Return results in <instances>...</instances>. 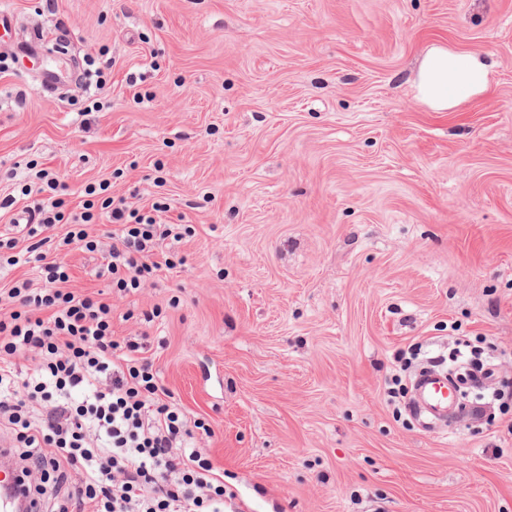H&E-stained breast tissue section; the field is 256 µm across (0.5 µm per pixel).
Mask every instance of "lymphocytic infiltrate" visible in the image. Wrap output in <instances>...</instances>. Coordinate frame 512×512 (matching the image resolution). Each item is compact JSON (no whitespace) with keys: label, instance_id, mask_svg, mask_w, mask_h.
I'll list each match as a JSON object with an SVG mask.
<instances>
[{"label":"lymphocytic infiltrate","instance_id":"lymphocytic-infiltrate-1","mask_svg":"<svg viewBox=\"0 0 512 512\" xmlns=\"http://www.w3.org/2000/svg\"><path fill=\"white\" fill-rule=\"evenodd\" d=\"M107 184L87 187L81 212L63 199L37 201L29 236L68 225L65 246L94 250L86 225L105 219L111 243L102 267L116 288H139L159 270L155 251L170 236L162 216L130 208ZM43 285L7 289L0 308V426L62 503L59 512H224V476L185 436L204 428L181 411L134 341L112 335V306L63 291L65 266L35 256ZM27 356L26 375L16 368Z\"/></svg>","mask_w":512,"mask_h":512}]
</instances>
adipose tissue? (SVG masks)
<instances>
[{"mask_svg": "<svg viewBox=\"0 0 512 512\" xmlns=\"http://www.w3.org/2000/svg\"><path fill=\"white\" fill-rule=\"evenodd\" d=\"M490 66L484 56L467 55L445 45L427 49L418 61L412 86L418 100L431 111L445 112L461 98L485 92L489 86Z\"/></svg>", "mask_w": 512, "mask_h": 512, "instance_id": "adipose-tissue-1", "label": "adipose tissue"}]
</instances>
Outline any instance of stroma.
I'll list each match as a JSON object with an SVG mask.
<instances>
[{
	"label": "stroma",
	"instance_id": "1",
	"mask_svg": "<svg viewBox=\"0 0 512 512\" xmlns=\"http://www.w3.org/2000/svg\"><path fill=\"white\" fill-rule=\"evenodd\" d=\"M6 2L0 201L45 173L77 212L105 181L186 226L140 288L86 250L66 288L111 302L114 336L212 428L193 442L227 512H512V0ZM34 27L64 55L22 53ZM435 43L482 53L487 91L420 103ZM58 65L71 82L41 92ZM16 214L0 288H38ZM460 339L502 399L444 432L394 416L395 355Z\"/></svg>",
	"mask_w": 512,
	"mask_h": 512
}]
</instances>
